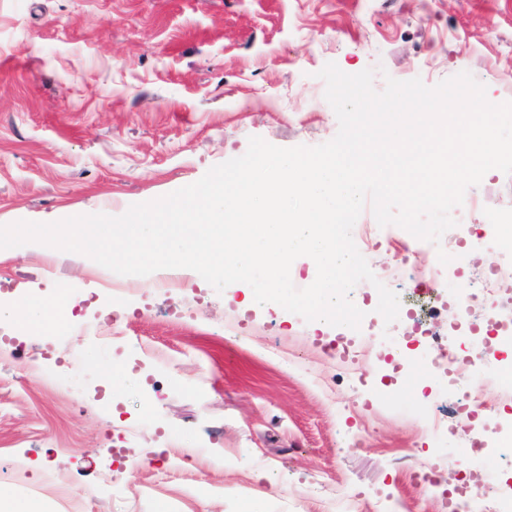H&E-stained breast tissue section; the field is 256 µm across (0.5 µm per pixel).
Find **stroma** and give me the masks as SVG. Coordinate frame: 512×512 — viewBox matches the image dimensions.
Instances as JSON below:
<instances>
[{
  "mask_svg": "<svg viewBox=\"0 0 512 512\" xmlns=\"http://www.w3.org/2000/svg\"><path fill=\"white\" fill-rule=\"evenodd\" d=\"M375 69L427 86L469 72L499 103L512 91V0H0V225L119 216L242 156L252 136L316 146L338 132L319 71ZM466 197L484 207L441 239L453 252L487 211L512 208L493 169ZM428 333L370 320L328 328L279 306L239 307L186 269L117 274L38 243L0 249V491L42 512H448L425 481L452 460L488 480L485 512L512 488V455L472 437L512 422L471 414L448 368L461 288L430 309L432 254L393 227L364 249ZM67 297L77 331L28 330L30 297ZM404 351L431 375L414 388ZM445 426L429 434L423 418Z\"/></svg>",
  "mask_w": 512,
  "mask_h": 512,
  "instance_id": "1",
  "label": "stroma"
}]
</instances>
